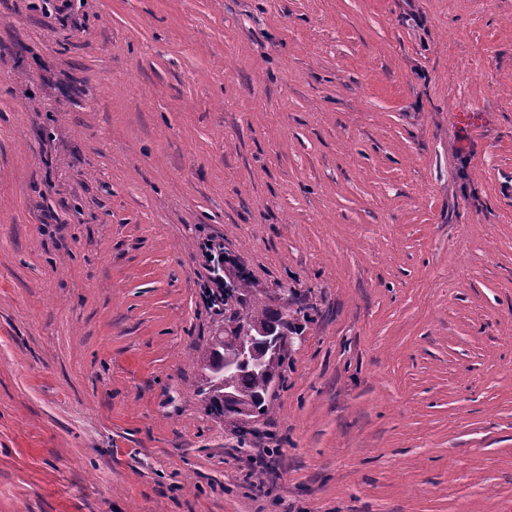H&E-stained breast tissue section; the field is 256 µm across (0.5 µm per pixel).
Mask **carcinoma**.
I'll use <instances>...</instances> for the list:
<instances>
[{
  "label": "carcinoma",
  "instance_id": "carcinoma-1",
  "mask_svg": "<svg viewBox=\"0 0 512 512\" xmlns=\"http://www.w3.org/2000/svg\"><path fill=\"white\" fill-rule=\"evenodd\" d=\"M231 302L235 304L228 319L234 325L232 335L245 342L251 340L259 328H282L297 335L303 331V324L312 320L311 313L306 310L282 312L257 297L243 272L236 276L230 291L224 294V305ZM197 364L201 372L198 395H211L208 411L231 426L239 424V417L245 410L260 408L262 413H268L271 405L269 390L275 381L284 379L286 371L285 355L273 356L261 343L255 344L248 364L230 372L224 371V346L213 341L199 353ZM226 383L235 389V399L228 407L220 399Z\"/></svg>",
  "mask_w": 512,
  "mask_h": 512
}]
</instances>
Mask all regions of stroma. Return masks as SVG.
<instances>
[{
	"instance_id": "stroma-1",
	"label": "stroma",
	"mask_w": 512,
	"mask_h": 512,
	"mask_svg": "<svg viewBox=\"0 0 512 512\" xmlns=\"http://www.w3.org/2000/svg\"><path fill=\"white\" fill-rule=\"evenodd\" d=\"M0 512H512V0H0ZM204 257V268L208 271L207 281L203 285V297L208 305L219 307L220 300H224L225 308L230 300L237 308L229 309L230 315L227 326L234 325L232 335L242 341L248 342L258 328H283L285 334L298 335L304 329L302 322L312 320V315L306 310H295L288 313L277 310L266 299L257 297L252 284L245 275L240 272L231 284L230 291H224V246L221 243L207 240L201 247ZM224 346L216 344L213 337L207 347L197 356L198 368L201 378L197 388L200 396L211 395L210 414L224 419V422L237 427L239 417L244 410L261 408L263 415L270 410L269 390L276 380L282 381L286 371L283 345L288 342V336L280 337L271 348V352L279 354L272 356L262 343H256L251 360L248 364V354L251 349L244 342L232 343L227 338L216 334ZM240 366V367H239ZM239 367L230 372L224 370ZM224 380L234 387L236 398L230 402L231 407L224 406L220 399H231L232 393L224 386Z\"/></svg>"
}]
</instances>
